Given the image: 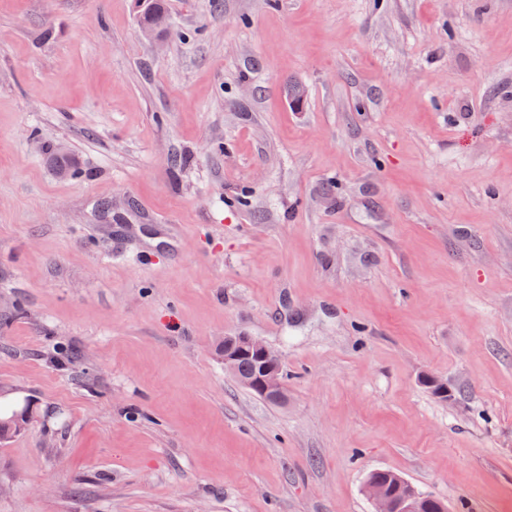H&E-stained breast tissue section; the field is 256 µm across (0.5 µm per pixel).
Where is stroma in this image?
Listing matches in <instances>:
<instances>
[{
  "instance_id": "stroma-1",
  "label": "stroma",
  "mask_w": 512,
  "mask_h": 512,
  "mask_svg": "<svg viewBox=\"0 0 512 512\" xmlns=\"http://www.w3.org/2000/svg\"><path fill=\"white\" fill-rule=\"evenodd\" d=\"M166 10L0 0V512H512V0ZM146 0H136L139 6H142ZM161 0H148L142 9L139 10L141 25L144 27L164 30L168 25V15ZM167 22V23H166ZM233 339L228 345H225V339ZM224 339V370L230 375H234L235 361L240 355H252L259 363L258 375L255 379L257 372V364L252 357H240L236 361V377L238 379L251 380L245 382V386L249 387L256 396L263 400L280 403L268 400L265 396L254 389H258L264 395L275 398L281 394L283 400H286V392L280 379V372L283 381V369L281 356L270 346H268L262 339L257 336H252L246 333H239L233 337H225ZM237 342V347L234 349V343ZM282 370V371H281ZM244 386V387H245ZM246 387V388H247ZM253 388V389H252ZM282 400V401H283ZM393 474H395L398 484L401 485V482H405L410 485L405 478L391 470H376L368 475V477L373 476L378 480H368L364 485V492L373 503L375 512H426L424 505L428 501L436 505L435 512L447 511L444 503L438 498L424 493L420 494L421 492L416 489L417 492L411 485L410 488L407 487L406 494L401 496L405 493L406 486L400 487L396 484Z\"/></svg>"
}]
</instances>
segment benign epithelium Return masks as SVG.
Wrapping results in <instances>:
<instances>
[{"mask_svg": "<svg viewBox=\"0 0 512 512\" xmlns=\"http://www.w3.org/2000/svg\"><path fill=\"white\" fill-rule=\"evenodd\" d=\"M240 355H250L259 363L257 377L245 383V386L257 389L272 398L279 396L282 391L281 356L262 339L239 333L233 337V342L224 346L225 372L234 374L235 361ZM364 492L373 503L375 512H424V505L428 501L435 504V512H446L444 503L438 498L421 494L412 487L400 497L379 481L371 479L365 482Z\"/></svg>", "mask_w": 512, "mask_h": 512, "instance_id": "obj_1", "label": "benign epithelium"}]
</instances>
